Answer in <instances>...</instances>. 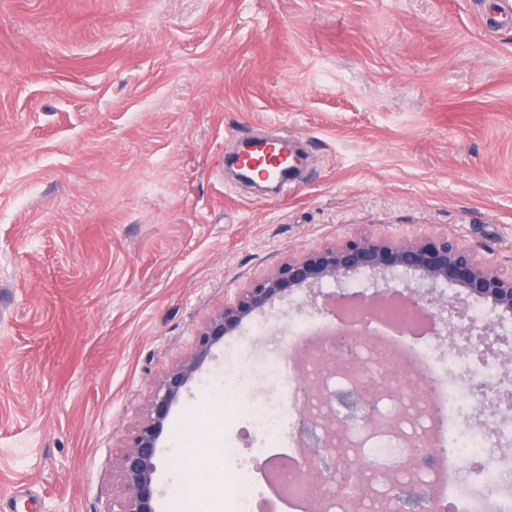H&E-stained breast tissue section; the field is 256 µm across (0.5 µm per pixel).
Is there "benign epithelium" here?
<instances>
[{
    "label": "benign epithelium",
    "instance_id": "obj_1",
    "mask_svg": "<svg viewBox=\"0 0 512 512\" xmlns=\"http://www.w3.org/2000/svg\"><path fill=\"white\" fill-rule=\"evenodd\" d=\"M408 277L403 285L404 295L419 311L430 315L437 335H461L484 352L505 341L492 324L465 326V313L455 311V305L443 296L422 293V288H434L449 283L459 294L487 304L499 316L512 315V271L505 272L481 257L474 249L446 233L423 239L396 240L361 232L331 245L311 248L292 256L238 298L224 305V310L209 319L201 328L194 351L168 369L155 383L146 414L130 429L123 450L116 460L120 495L113 501V512H157V488L154 475L158 468V442L164 431L172 406L189 390L203 364L214 359L213 350L234 334L244 322L264 312L276 302L293 293L307 289L314 291L326 281L336 283L343 290L357 276L366 277L374 293L372 297L385 299L397 273ZM392 359L381 379L365 375V365L354 357H338L331 349L322 354V369L327 373H345L356 382L348 397L360 423L374 433L393 432L397 421L382 418L370 412L371 398L382 390L399 392L401 385L387 377ZM307 393L316 403L306 404L302 410L298 436L304 451L302 478L322 485L342 489L336 471L319 466L320 450L334 457L344 469L360 460L352 449L354 441L336 424L329 411L331 398L317 378L306 377ZM409 453L402 455L392 472L384 475L388 493L384 503L386 512H407L411 505L412 483L396 481V474L412 475L417 461L440 452L435 445L415 437L405 438Z\"/></svg>",
    "mask_w": 512,
    "mask_h": 512
}]
</instances>
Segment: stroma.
<instances>
[{
	"mask_svg": "<svg viewBox=\"0 0 512 512\" xmlns=\"http://www.w3.org/2000/svg\"><path fill=\"white\" fill-rule=\"evenodd\" d=\"M494 0H0V512H112L157 379L288 256L446 232L512 270V24ZM283 136L261 196L236 141ZM303 296L242 325L171 409L157 512L219 443V358L251 397Z\"/></svg>",
	"mask_w": 512,
	"mask_h": 512,
	"instance_id": "35a3bbf8",
	"label": "stroma"
}]
</instances>
